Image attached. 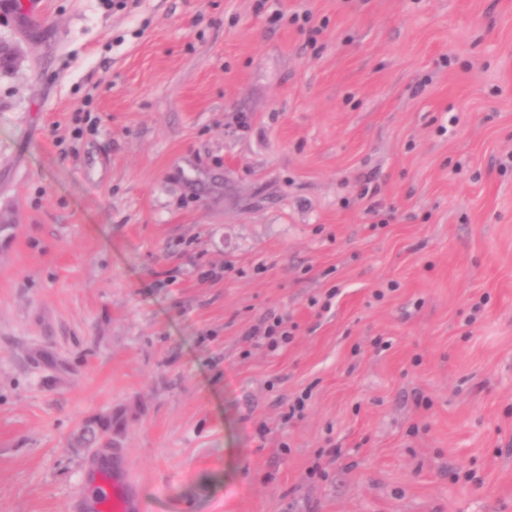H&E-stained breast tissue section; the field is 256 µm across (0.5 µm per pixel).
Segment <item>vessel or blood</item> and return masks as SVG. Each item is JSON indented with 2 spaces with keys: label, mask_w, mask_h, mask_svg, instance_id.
Segmentation results:
<instances>
[{
  "label": "vessel or blood",
  "mask_w": 512,
  "mask_h": 512,
  "mask_svg": "<svg viewBox=\"0 0 512 512\" xmlns=\"http://www.w3.org/2000/svg\"><path fill=\"white\" fill-rule=\"evenodd\" d=\"M92 475L97 494L76 498L72 512H144L137 483L126 460L113 459L111 468H95Z\"/></svg>",
  "instance_id": "b4317fda"
}]
</instances>
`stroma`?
<instances>
[{
	"mask_svg": "<svg viewBox=\"0 0 512 512\" xmlns=\"http://www.w3.org/2000/svg\"><path fill=\"white\" fill-rule=\"evenodd\" d=\"M32 2L0 512H66L116 414L145 512H512V0ZM295 328V325L288 326V318L274 317L267 324L264 336L270 340L269 346L272 349H277L280 346L288 345L293 340L294 336L291 329L294 330Z\"/></svg>",
	"mask_w": 512,
	"mask_h": 512,
	"instance_id": "35a3bbf8",
	"label": "stroma"
}]
</instances>
